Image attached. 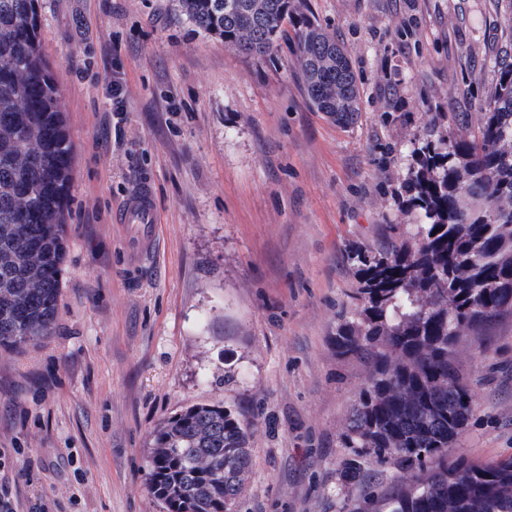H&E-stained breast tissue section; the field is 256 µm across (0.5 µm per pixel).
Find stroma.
<instances>
[{
  "instance_id": "stroma-1",
  "label": "stroma",
  "mask_w": 512,
  "mask_h": 512,
  "mask_svg": "<svg viewBox=\"0 0 512 512\" xmlns=\"http://www.w3.org/2000/svg\"><path fill=\"white\" fill-rule=\"evenodd\" d=\"M304 3L361 80L353 125L312 108L292 41L256 59L176 18V0H38L74 174L55 332L0 347V473L24 506L165 512L145 486L154 428L224 401L253 422L231 512L360 504L341 434L367 369L333 348L346 252L414 223L398 197L410 141L434 113L487 111L512 6ZM144 179L157 224L141 248L113 214ZM458 350L474 405L454 455H512V322Z\"/></svg>"
}]
</instances>
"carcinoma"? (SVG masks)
Instances as JSON below:
<instances>
[{"label":"carcinoma","mask_w":512,"mask_h":512,"mask_svg":"<svg viewBox=\"0 0 512 512\" xmlns=\"http://www.w3.org/2000/svg\"><path fill=\"white\" fill-rule=\"evenodd\" d=\"M199 30L263 57L289 20L306 95L338 125L361 112L360 80L344 46L301 0H178ZM489 110L410 141L401 196L415 224L347 251L351 309L336 325V355L368 377L342 434L412 473L364 498L358 512H512V456L449 458L473 398L458 371L461 337L484 339L512 316V53L498 63ZM74 150L59 88L40 48L37 0H0V346L54 333ZM251 421L226 404H196L152 433L147 491L166 512H230L252 463ZM352 459L349 486L366 481Z\"/></svg>","instance_id":"1"}]
</instances>
